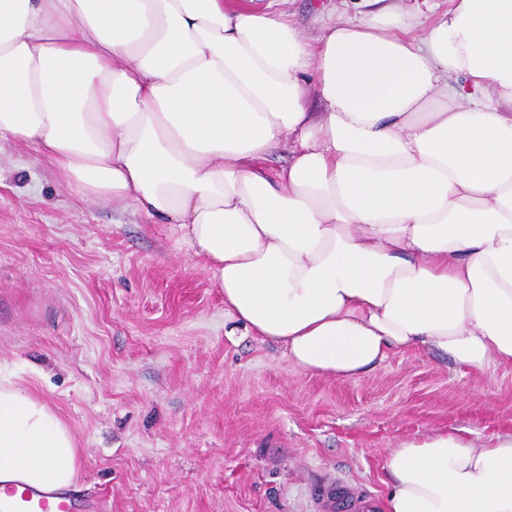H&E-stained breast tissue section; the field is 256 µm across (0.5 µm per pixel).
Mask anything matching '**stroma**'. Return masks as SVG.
Segmentation results:
<instances>
[{
	"instance_id": "1",
	"label": "stroma",
	"mask_w": 512,
	"mask_h": 512,
	"mask_svg": "<svg viewBox=\"0 0 512 512\" xmlns=\"http://www.w3.org/2000/svg\"><path fill=\"white\" fill-rule=\"evenodd\" d=\"M307 36L341 0H287ZM36 386L83 453L76 512H324L321 486L387 494L402 441L512 434V367L426 349L336 380L224 314L176 225L80 195L0 141V378Z\"/></svg>"
}]
</instances>
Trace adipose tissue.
<instances>
[{"label":"adipose tissue","mask_w":512,"mask_h":512,"mask_svg":"<svg viewBox=\"0 0 512 512\" xmlns=\"http://www.w3.org/2000/svg\"><path fill=\"white\" fill-rule=\"evenodd\" d=\"M286 2L0 0V140L177 225L227 314L304 371L411 349L512 367V0L433 25L363 0L316 37ZM78 464L0 382V482L66 492ZM385 470L386 512H512V434L408 440Z\"/></svg>","instance_id":"ef3b65f1"}]
</instances>
